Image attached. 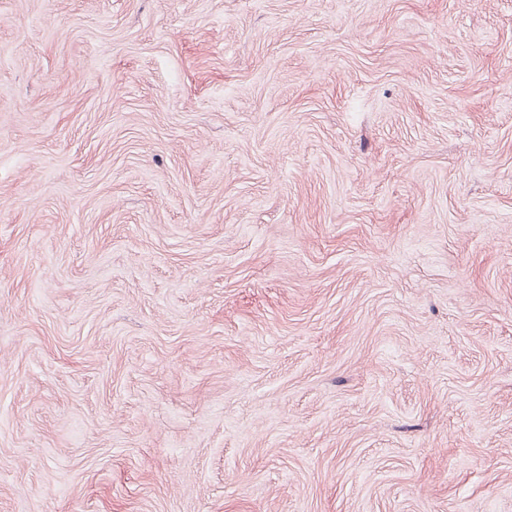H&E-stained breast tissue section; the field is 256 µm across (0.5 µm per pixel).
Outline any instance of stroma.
I'll return each mask as SVG.
<instances>
[{"label":"stroma","mask_w":512,"mask_h":512,"mask_svg":"<svg viewBox=\"0 0 512 512\" xmlns=\"http://www.w3.org/2000/svg\"><path fill=\"white\" fill-rule=\"evenodd\" d=\"M0 512H512V0H0Z\"/></svg>","instance_id":"obj_1"}]
</instances>
